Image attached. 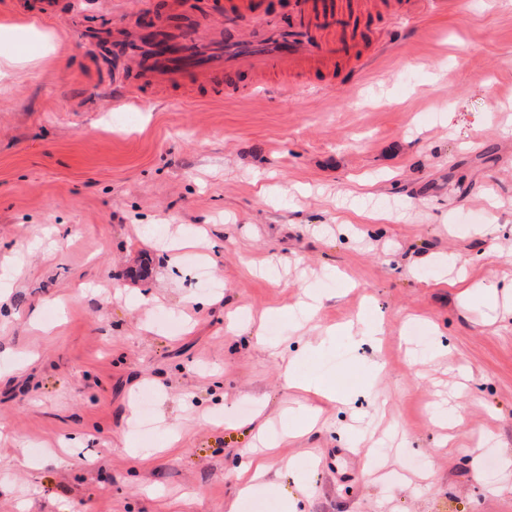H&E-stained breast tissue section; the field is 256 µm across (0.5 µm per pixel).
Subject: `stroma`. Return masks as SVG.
<instances>
[{
	"label": "stroma",
	"mask_w": 512,
	"mask_h": 512,
	"mask_svg": "<svg viewBox=\"0 0 512 512\" xmlns=\"http://www.w3.org/2000/svg\"><path fill=\"white\" fill-rule=\"evenodd\" d=\"M31 2L0 0V512H512V0H419L330 91L124 103L95 41L173 0Z\"/></svg>",
	"instance_id": "35a3bbf8"
}]
</instances>
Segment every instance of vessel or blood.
Masks as SVG:
<instances>
[{"mask_svg":"<svg viewBox=\"0 0 512 512\" xmlns=\"http://www.w3.org/2000/svg\"><path fill=\"white\" fill-rule=\"evenodd\" d=\"M293 23L288 31L272 28L263 44L240 37L237 45L204 31H196L194 51L183 48L185 27L166 22L153 29L127 27L122 39L131 46L124 55L123 72L138 89H200L225 96L271 90L269 72L296 79L311 73L335 77L337 72L360 73L366 58L368 32H384L387 18L405 12L403 0H291ZM228 22L262 20L260 0H226ZM250 76L246 85L221 86L224 71Z\"/></svg>","mask_w":512,"mask_h":512,"instance_id":"vessel-or-blood-1","label":"vessel or blood"}]
</instances>
